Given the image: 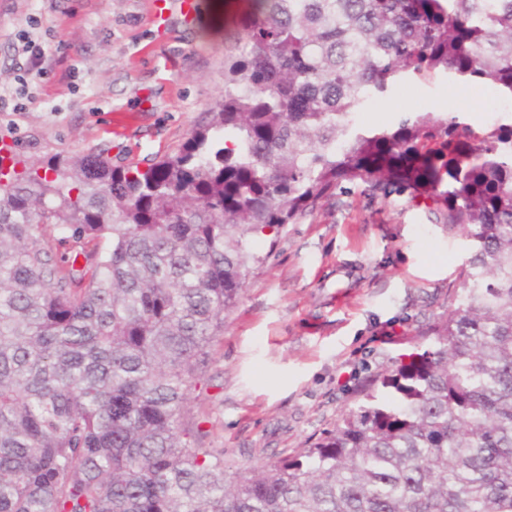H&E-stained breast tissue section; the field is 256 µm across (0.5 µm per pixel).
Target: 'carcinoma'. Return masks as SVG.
<instances>
[{
    "instance_id": "carcinoma-1",
    "label": "carcinoma",
    "mask_w": 512,
    "mask_h": 512,
    "mask_svg": "<svg viewBox=\"0 0 512 512\" xmlns=\"http://www.w3.org/2000/svg\"><path fill=\"white\" fill-rule=\"evenodd\" d=\"M212 122L147 170L100 153L0 183V512H512V138L407 85L512 94V0H248ZM463 224V295L303 453L224 470L187 394L277 229L362 176ZM107 247L61 266L55 236ZM480 90L473 89L470 84L464 90L461 99L455 92L453 83L436 85H416L405 87L388 98L378 100L377 104L365 113L363 127L374 129L391 127L396 123L400 112H458V106L467 110V122L473 127L485 125V116L493 107L498 112L512 114V100L504 99L500 92L489 85H479ZM511 103V106H510Z\"/></svg>"
}]
</instances>
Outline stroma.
Listing matches in <instances>:
<instances>
[{
  "mask_svg": "<svg viewBox=\"0 0 512 512\" xmlns=\"http://www.w3.org/2000/svg\"><path fill=\"white\" fill-rule=\"evenodd\" d=\"M208 26L175 20L157 31L148 0H0V86L17 83L11 43L21 31L47 53L46 76L11 116L24 165L101 151L113 166L144 171L176 153L224 96V39ZM460 106L475 127L491 109L512 114L489 85L461 94L416 85L378 100L363 126ZM432 209L425 195L358 178L311 214L250 234L258 260L189 394L197 447L223 449L233 469L298 454L371 376L425 343L458 304L468 248L462 228L438 223Z\"/></svg>",
  "mask_w": 512,
  "mask_h": 512,
  "instance_id": "obj_1",
  "label": "stroma"
}]
</instances>
